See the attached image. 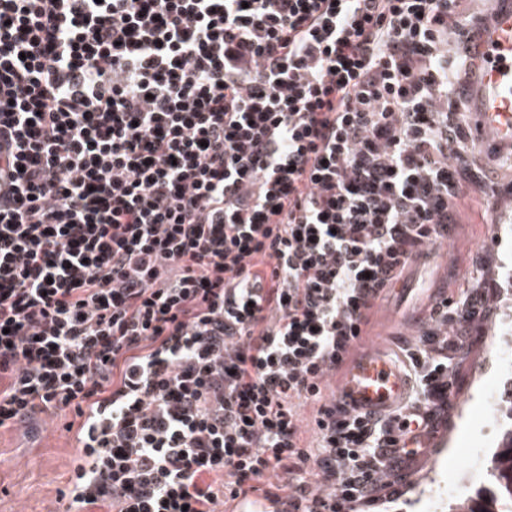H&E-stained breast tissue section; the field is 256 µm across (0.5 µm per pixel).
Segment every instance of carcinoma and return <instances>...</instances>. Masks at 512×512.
I'll return each mask as SVG.
<instances>
[{"label":"carcinoma","instance_id":"carcinoma-1","mask_svg":"<svg viewBox=\"0 0 512 512\" xmlns=\"http://www.w3.org/2000/svg\"><path fill=\"white\" fill-rule=\"evenodd\" d=\"M498 412L508 420L487 474V484L448 505V512H512V395L501 399Z\"/></svg>","mask_w":512,"mask_h":512}]
</instances>
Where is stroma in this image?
Listing matches in <instances>:
<instances>
[{
	"mask_svg": "<svg viewBox=\"0 0 512 512\" xmlns=\"http://www.w3.org/2000/svg\"><path fill=\"white\" fill-rule=\"evenodd\" d=\"M479 179L494 182L501 194L485 200L464 199L455 235L439 248L447 267L435 261L416 263L394 290L375 306L365 341L386 345L400 355L402 320L407 311L429 302L430 289L447 283L457 296L483 269L488 248L499 256V301L482 336L455 369L456 394L448 427L433 439L427 457L417 464L406 491L387 512H448L449 500L474 488L489 465L499 439L495 393L512 385V151L485 140L473 160ZM61 415L43 414L35 435L0 429V512H64L60 490L66 489L78 453L74 433Z\"/></svg>",
	"mask_w": 512,
	"mask_h": 512,
	"instance_id": "1",
	"label": "stroma"
}]
</instances>
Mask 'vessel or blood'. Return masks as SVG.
Returning a JSON list of instances; mask_svg holds the SVG:
<instances>
[{
	"label": "vessel or blood",
	"instance_id": "obj_1",
	"mask_svg": "<svg viewBox=\"0 0 512 512\" xmlns=\"http://www.w3.org/2000/svg\"><path fill=\"white\" fill-rule=\"evenodd\" d=\"M494 27L480 48V82L472 110L479 137L512 147V0H489ZM410 380L385 345L368 347L344 367L336 397L350 410L384 414L402 404Z\"/></svg>",
	"mask_w": 512,
	"mask_h": 512
}]
</instances>
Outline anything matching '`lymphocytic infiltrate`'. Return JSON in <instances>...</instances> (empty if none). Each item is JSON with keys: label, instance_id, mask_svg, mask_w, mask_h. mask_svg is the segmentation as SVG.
<instances>
[{"label": "lymphocytic infiltrate", "instance_id": "lymphocytic-infiltrate-1", "mask_svg": "<svg viewBox=\"0 0 512 512\" xmlns=\"http://www.w3.org/2000/svg\"><path fill=\"white\" fill-rule=\"evenodd\" d=\"M462 2L0 0V428L73 412L74 512L400 495L495 279L433 302L396 413L325 391L465 194Z\"/></svg>", "mask_w": 512, "mask_h": 512}]
</instances>
